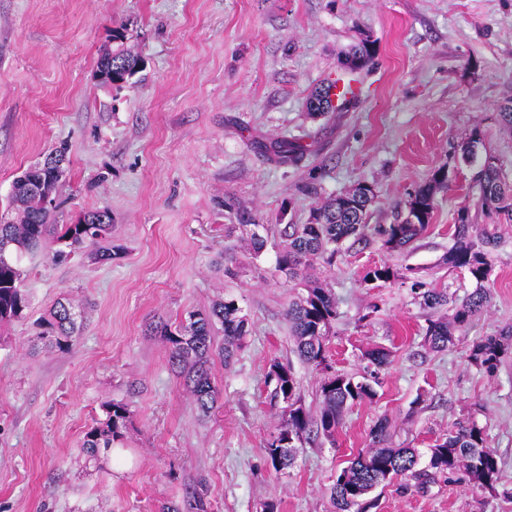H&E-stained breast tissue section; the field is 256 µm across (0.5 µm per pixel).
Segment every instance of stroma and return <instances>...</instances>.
I'll list each match as a JSON object with an SVG mask.
<instances>
[{
	"label": "stroma",
	"mask_w": 512,
	"mask_h": 512,
	"mask_svg": "<svg viewBox=\"0 0 512 512\" xmlns=\"http://www.w3.org/2000/svg\"><path fill=\"white\" fill-rule=\"evenodd\" d=\"M123 25L145 68L122 89L94 77L107 31ZM370 40L372 62L344 68ZM356 85L349 104L312 117L323 83ZM512 100V0H0V218L14 179L54 149L69 164L55 214L112 217L111 261L24 258L25 316L0 326V512H159L204 496L210 512H334L336 471L388 418L392 441L427 450L473 414L512 487V362L488 375L467 360L473 342L512 323V222L477 208L478 190L455 151L473 128L512 183V129L498 116ZM304 146L279 164L271 145ZM448 171L426 231L390 252L381 240L343 248L320 278L339 315L334 370L361 373L371 347L391 352L377 396L347 410L334 440L312 436L291 468L275 470L265 444L283 404L267 379L291 364L305 408L317 412L320 373L299 360L285 317L294 297L277 271L283 230L304 224L329 197L372 186L371 224L404 215L434 170ZM497 225L491 299L454 346L429 351L432 316L408 279L373 288L369 267L413 268L459 300L475 288L445 262L457 211ZM229 224H254L253 254ZM83 307L72 347L59 352L35 322L58 299ZM235 300L250 332L231 365L210 364L220 392L202 414L171 367L160 326ZM127 403L120 443L99 463L82 441L103 407ZM373 512H512L461 478L427 493L378 491Z\"/></svg>",
	"instance_id": "1"
}]
</instances>
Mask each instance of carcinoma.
I'll use <instances>...</instances> for the list:
<instances>
[{
  "label": "carcinoma",
  "instance_id": "cac0c4a2",
  "mask_svg": "<svg viewBox=\"0 0 512 512\" xmlns=\"http://www.w3.org/2000/svg\"><path fill=\"white\" fill-rule=\"evenodd\" d=\"M122 29L112 30V38L104 46L97 62L100 83L104 86L128 81L142 68V58L125 48ZM373 53L366 41L349 54L343 65L358 69L371 63ZM331 85L321 87L310 101L312 110L320 112L331 106ZM475 153L471 167L478 188L481 209L504 214L512 220V185L501 179L499 159L483 144L479 128L471 130L460 146V154ZM274 154L282 164H296L302 149L286 141L278 143ZM67 147L50 153L43 163L25 170L13 183L10 203L15 217L0 221V324L23 317L29 306L22 289L21 260L26 255L41 254L59 264L73 258L80 249H88L101 261L112 259V224L106 210H89L88 224H52V209L42 205L41 192L57 193L67 171ZM447 186V171L439 168L415 189L406 214L394 224L371 225L366 217L375 197L374 189L361 184L329 198L306 224H288L284 228L287 245L277 260L278 271L288 272L293 280L302 271L317 264H332L343 245L351 240L366 243L379 238L387 250L396 252L411 244L429 224L437 191ZM453 245L448 251V265L464 271L476 288L454 307L448 320H428L424 344L433 351L453 345L456 335L465 331L490 300L485 288L492 271L491 254L499 242L492 224H475L470 208L462 206L457 213L452 233ZM396 278L393 268L380 264L369 268L364 281L386 284ZM305 294L290 302L286 311L288 325L300 359L324 374L321 381L320 406L312 416L302 406L297 382L288 365L277 361L270 365L268 378L275 383L274 396L286 404L285 417L266 444V453L276 469L293 464L294 450L316 432L327 438L335 435L345 412L352 406L376 396L374 384L389 361V352L373 349L365 353L366 365L361 378L337 372L328 360V341L337 317L336 298L316 278H304ZM412 290L420 304L434 309L448 302L446 294L415 281ZM77 312L69 302H56L40 322L42 339L49 347L64 352L72 346L78 331ZM249 333V321L232 300L217 301L204 311H192L176 330H161L170 345L171 365L186 373V387L197 408L210 412L218 401V390L211 381V356L218 354L230 364L238 342ZM223 336L220 346L215 337ZM512 358V324L498 334L474 342L469 349V363L492 375ZM129 418L128 406L112 402L105 416L85 433L83 448L88 459L99 461L100 449L112 447L120 439ZM421 453L416 448L390 446L388 423L377 422L369 433V448L360 451L348 465L336 472L332 500L337 512H369L375 507L374 490L400 478L405 488L426 493L439 478L462 471L469 481L482 487H493L501 480L497 455L487 446L486 431L473 417L454 422L438 443L427 451V463L417 468Z\"/></svg>",
  "mask_w": 512,
  "mask_h": 512
}]
</instances>
